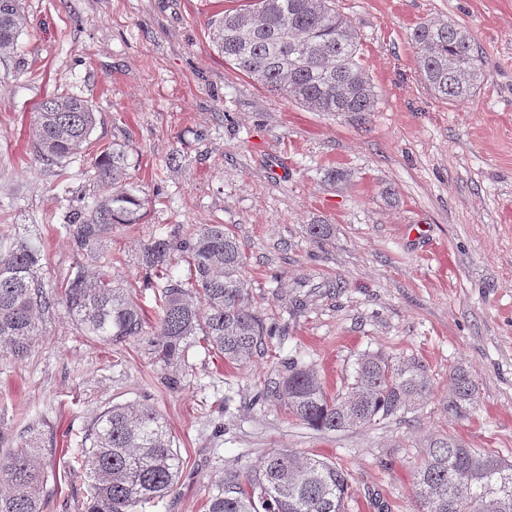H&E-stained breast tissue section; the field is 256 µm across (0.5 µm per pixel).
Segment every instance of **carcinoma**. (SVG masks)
<instances>
[{"label": "carcinoma", "mask_w": 512, "mask_h": 512, "mask_svg": "<svg viewBox=\"0 0 512 512\" xmlns=\"http://www.w3.org/2000/svg\"><path fill=\"white\" fill-rule=\"evenodd\" d=\"M21 29L17 0H0V57L14 53ZM212 40L224 60L269 92L310 112L367 119L375 91L360 59L355 26L331 0H252L212 21ZM421 80L444 103L468 99L480 87L482 62L469 32L448 21L420 22L410 37ZM97 124L86 99L54 93L31 120L32 144L46 167L82 153ZM99 193L88 202L71 199L66 233L76 272L59 291L44 288L38 275L40 246L18 237L0 245V353L29 354L42 332V316L58 307L83 335L119 345L145 333L147 314L112 275L103 247L119 224H139L150 203L126 151L112 147L94 163ZM99 265L86 270L84 261ZM187 275L172 272L179 263ZM246 256L222 224H202L184 236L150 239L140 265L154 288L155 353L167 366L185 356L192 340L241 368L265 353L267 341L286 330L269 325L250 302L243 270ZM291 297L300 312L316 290ZM285 372L265 382L257 400L277 404L320 433L377 427L426 398L431 380L414 358L393 360L365 352L354 376L336 393L318 374L290 359ZM456 399L469 401L476 385L463 369L450 374ZM35 447L0 454V512H40L46 479ZM184 468L175 436L163 414L148 401L103 410L81 441L73 476L90 489L88 512H137L168 497ZM418 512H512V461L470 448L453 436L432 439L414 473ZM348 474L336 465L282 449L246 470L222 468L206 485L207 512H349Z\"/></svg>", "instance_id": "cac0c4a2"}]
</instances>
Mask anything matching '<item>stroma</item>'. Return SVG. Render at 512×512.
<instances>
[{"label": "stroma", "instance_id": "obj_1", "mask_svg": "<svg viewBox=\"0 0 512 512\" xmlns=\"http://www.w3.org/2000/svg\"><path fill=\"white\" fill-rule=\"evenodd\" d=\"M248 2L18 0V48L0 59V232L36 239L45 287L74 274L68 200L95 194L91 163L118 144L156 199L107 242L113 275L142 289L151 237L221 224L247 257L253 306L288 326L242 369L198 346L163 367L153 334L110 347L63 309L46 314L27 357L0 355V452L37 439L42 512H86L88 486L68 468L77 440L107 407L144 399L167 418L185 465L173 494L143 512H205L218 467L276 449L348 473L350 512H375L376 495L391 512H416L413 472L432 436L512 459V0H335L377 94L363 124L281 100L225 62L210 22ZM437 18L465 26L483 62L476 94L458 103L424 87L410 41ZM62 92L90 101L98 123L90 150L49 169L30 121ZM333 169L350 181L328 182ZM310 224L330 225L328 240H312ZM307 275L335 293L290 316ZM368 351L419 359L431 377L430 395L384 427L322 434L254 400L289 358L332 393ZM459 368L477 394L452 408Z\"/></svg>", "mask_w": 512, "mask_h": 512}]
</instances>
